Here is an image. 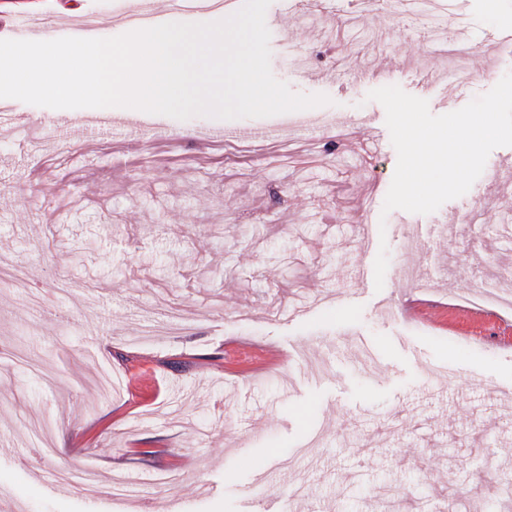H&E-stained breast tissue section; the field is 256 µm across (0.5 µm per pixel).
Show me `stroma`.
I'll use <instances>...</instances> for the list:
<instances>
[{
  "label": "stroma",
  "instance_id": "35a3bbf8",
  "mask_svg": "<svg viewBox=\"0 0 512 512\" xmlns=\"http://www.w3.org/2000/svg\"><path fill=\"white\" fill-rule=\"evenodd\" d=\"M447 2L425 26L272 0L274 76L331 102L231 125L291 141L203 151L207 117L142 112L130 147L79 110L5 100L36 124H0V512H512V313L472 301L512 292L505 150L436 212H384L397 153L367 98L397 85L440 115L512 71V0ZM461 27L468 52L434 49ZM383 241L378 290L356 270ZM171 314L182 332L154 335ZM84 467L178 480L137 502L42 482Z\"/></svg>",
  "mask_w": 512,
  "mask_h": 512
}]
</instances>
